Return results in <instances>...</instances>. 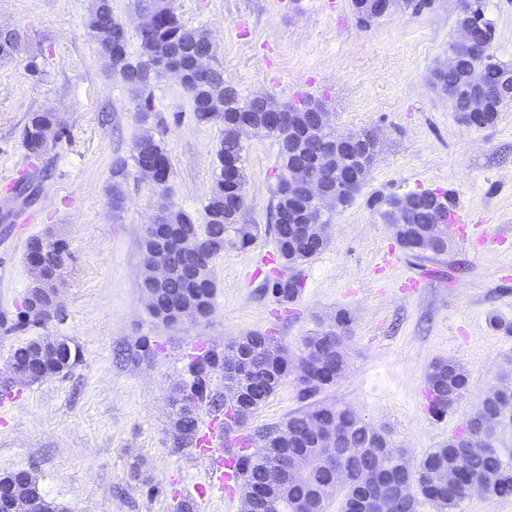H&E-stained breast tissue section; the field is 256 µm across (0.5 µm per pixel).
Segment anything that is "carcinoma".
Returning a JSON list of instances; mask_svg holds the SVG:
<instances>
[{"instance_id":"1","label":"carcinoma","mask_w":512,"mask_h":512,"mask_svg":"<svg viewBox=\"0 0 512 512\" xmlns=\"http://www.w3.org/2000/svg\"><path fill=\"white\" fill-rule=\"evenodd\" d=\"M102 19L118 30L120 38L112 46L100 49L101 58L112 76L120 79L133 95L145 123L149 114L156 111L149 87L160 72L157 60L176 50L203 53L209 50V43L205 41L203 31L182 23L171 10L159 19L155 32L135 30L138 52L134 55L128 49V27L112 15V0H94L87 16V27L97 28ZM21 39L22 35L16 29L0 31V59L12 57ZM435 81L448 94L454 111L462 112L467 108L463 73L450 72L443 78L435 77ZM224 87V73L219 68L208 80L192 87V112L197 123L220 120L228 127L240 120L266 132L277 144L288 140V118H282L279 124L267 123L258 98L245 99L237 91L227 97ZM52 122L50 112L30 115L24 129V144L30 154L38 156L45 150L41 144V130ZM244 152L242 141L223 135L217 150V177L201 217L195 219L182 210L160 217L162 226H193L209 260L228 246L242 249L253 241L250 229L240 223L242 212L224 208V163L227 160L237 162L240 185H245ZM132 160L138 170L147 166L159 168L161 186H166L171 165L161 142L150 129L143 128L133 140ZM425 230L424 224L410 225L406 236L408 251H421ZM272 231L279 257L291 269L323 251L328 244V239L315 236L309 240L292 239L288 237L286 224H274ZM141 288L152 298L151 314L164 320L169 306L175 302L183 303L192 316L206 317L216 292L214 280H205L190 288L178 271L163 284L144 280ZM300 288L302 278L299 273L278 278L273 284L275 294L283 301L294 300ZM238 345L251 355L252 372L243 381L225 379L224 426L232 428L243 426L291 373L289 362L269 357V351L276 348L273 337L250 334L242 337ZM63 349V364L46 362L27 382L40 384L55 378L61 369L71 368L76 355L68 344L63 345ZM327 358L336 366L335 374H328L315 384L299 382L303 397L316 396L335 384L346 371L344 352L335 351ZM222 365L223 360L214 353L197 355L191 360V381L176 397L174 413L175 431L187 441L197 433L198 405L204 402L217 404L209 389V377ZM426 383L428 409L433 414H440L459 403L467 391L469 379L467 371L457 361L439 359L428 367ZM312 420L325 431L339 435L341 442L336 448V456L322 457V445L309 438L308 426ZM509 425H512V386L504 383L482 399L478 408L448 436L447 441L411 463L404 453L392 448L385 430L367 423L350 407L315 403L289 414L278 426L260 435L262 449L251 452L244 447L228 457V472L242 493L253 497L255 504L250 506L251 512H294L298 508L306 512H325L333 501L342 510L350 501L374 493L391 498L399 512H416L423 500L435 506L436 512H457L464 501L462 488L467 483H479L481 493L486 496H512V461L504 458L505 449L499 448L490 455L471 454L459 441L465 431L481 435L501 431ZM298 456L310 461L307 478L300 485L293 483L290 471V462ZM339 470L347 472L350 480L334 488L330 486V480ZM3 480L22 485V494L30 501L33 512H60L59 504L40 495L37 478L32 472H14L3 476Z\"/></svg>"}]
</instances>
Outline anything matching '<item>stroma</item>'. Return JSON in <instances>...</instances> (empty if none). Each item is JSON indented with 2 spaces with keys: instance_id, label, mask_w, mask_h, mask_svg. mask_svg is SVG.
<instances>
[{
  "instance_id": "obj_1",
  "label": "stroma",
  "mask_w": 512,
  "mask_h": 512,
  "mask_svg": "<svg viewBox=\"0 0 512 512\" xmlns=\"http://www.w3.org/2000/svg\"><path fill=\"white\" fill-rule=\"evenodd\" d=\"M93 0H0V25L22 31L19 54L0 60V477L32 471L63 512H244L240 488L212 487L207 461L178 443L172 400L189 383L188 364L224 353L248 334L277 340L288 357L303 337L338 330L348 369L321 392L385 428L394 447L422 457L447 440L501 375L512 376V103L484 127L462 123L434 80L460 36L462 0H416L362 23L351 0H170L188 26L204 30L227 84L243 97L322 104L329 128L373 132L370 172L353 201L334 210L328 245L300 265L304 286L281 302L270 284L283 271L267 231L279 175L278 147L246 136L244 224L254 242L216 256L210 314L166 324L141 289L144 230L171 205L200 217L214 185L224 127L196 123L175 78L153 80L156 110L141 121L125 85L103 65L85 22ZM491 52L512 68V0H485ZM34 112L63 125L44 154H29L24 128ZM171 163L166 188L128 167L142 127ZM124 197L113 214L110 187ZM441 191L469 213L468 240L414 256L379 214V199ZM62 238L70 255L55 310L25 315L32 283L29 238ZM349 322L340 327L339 315ZM67 339L76 363L40 384L10 376L19 346ZM458 361L469 386L446 414L428 411L425 373ZM287 378L246 422L254 436L306 408Z\"/></svg>"
}]
</instances>
